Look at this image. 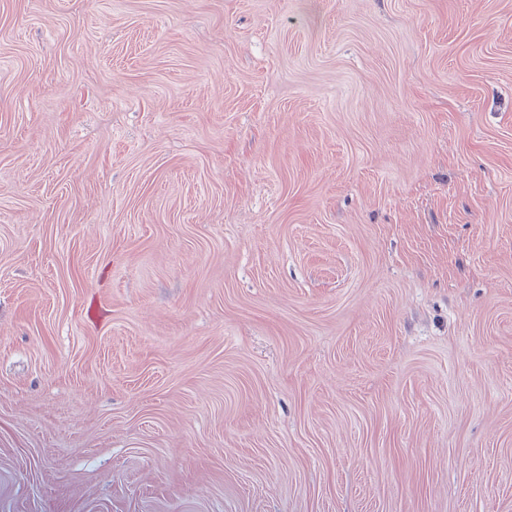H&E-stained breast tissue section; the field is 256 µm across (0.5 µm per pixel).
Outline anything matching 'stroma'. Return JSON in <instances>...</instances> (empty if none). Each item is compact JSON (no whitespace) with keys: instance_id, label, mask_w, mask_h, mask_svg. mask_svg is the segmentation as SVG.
Here are the masks:
<instances>
[{"instance_id":"1","label":"stroma","mask_w":512,"mask_h":512,"mask_svg":"<svg viewBox=\"0 0 512 512\" xmlns=\"http://www.w3.org/2000/svg\"><path fill=\"white\" fill-rule=\"evenodd\" d=\"M0 512H512V0H0Z\"/></svg>"}]
</instances>
